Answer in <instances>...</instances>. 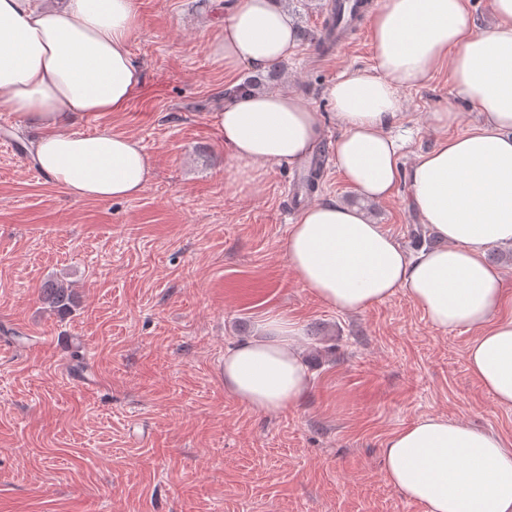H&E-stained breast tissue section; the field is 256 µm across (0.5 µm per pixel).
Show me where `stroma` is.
Masks as SVG:
<instances>
[{
  "instance_id": "stroma-1",
  "label": "stroma",
  "mask_w": 512,
  "mask_h": 512,
  "mask_svg": "<svg viewBox=\"0 0 512 512\" xmlns=\"http://www.w3.org/2000/svg\"><path fill=\"white\" fill-rule=\"evenodd\" d=\"M230 6L139 0L142 90L74 124L139 141L153 177L138 198L74 200L0 112V512H426L386 476L392 434L441 415L512 446V406L467 365L474 331L435 328L400 293L333 310L288 267L290 226L318 200L356 203L408 250L431 239L407 183L367 201L336 168L327 89L372 66L368 22L330 51L299 40L267 83L321 114L323 176L306 194L298 166L230 170L209 123L231 84L210 50ZM402 96L405 167L440 136L432 113H456L457 133L479 121L445 62ZM60 281L76 293L63 315L40 297ZM269 312L298 322L311 373L303 400L270 414L218 372Z\"/></svg>"
}]
</instances>
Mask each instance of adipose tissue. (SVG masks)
<instances>
[{"label":"adipose tissue","instance_id":"1","mask_svg":"<svg viewBox=\"0 0 512 512\" xmlns=\"http://www.w3.org/2000/svg\"><path fill=\"white\" fill-rule=\"evenodd\" d=\"M467 3L381 0L370 18L372 67L327 89L342 130V177L369 201L407 180L439 247L409 253L364 210L328 200L299 212L286 255L296 280L336 311L359 313L401 293L438 329L476 330L468 368L499 405L512 406V314L503 311V272L487 259L491 248H512V0H493L496 23L482 34L468 24ZM136 33V0H66L53 10L0 0V112L41 129L37 167L74 199H133L152 179L133 137L72 128L90 114L125 111L142 89L130 51ZM296 47L280 0H238L213 52L237 72L266 69ZM445 59L480 121L444 133L401 168L400 93ZM209 119L235 170L294 165L322 133L319 113L283 90L236 91ZM300 339L287 317L264 318L258 336L225 349V391L262 413L296 406L310 387ZM383 462L389 481L427 512H512V448L492 431L427 417L389 438Z\"/></svg>","mask_w":512,"mask_h":512}]
</instances>
